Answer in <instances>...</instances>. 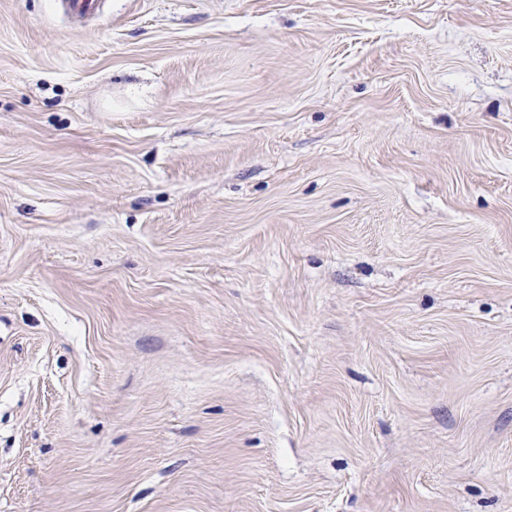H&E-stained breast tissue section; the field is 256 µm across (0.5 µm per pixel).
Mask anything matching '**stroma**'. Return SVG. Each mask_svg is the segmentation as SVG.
<instances>
[{"label": "stroma", "instance_id": "1", "mask_svg": "<svg viewBox=\"0 0 512 512\" xmlns=\"http://www.w3.org/2000/svg\"><path fill=\"white\" fill-rule=\"evenodd\" d=\"M0 512H512V0H0ZM59 3L65 12L80 18L96 17L102 11V0H62Z\"/></svg>", "mask_w": 512, "mask_h": 512}]
</instances>
